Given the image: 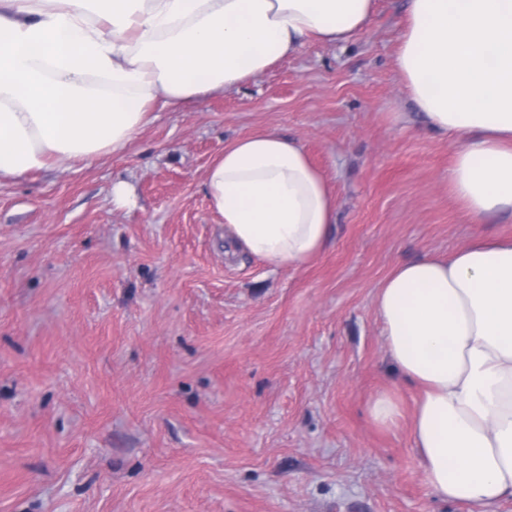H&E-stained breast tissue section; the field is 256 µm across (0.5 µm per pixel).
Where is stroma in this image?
I'll return each instance as SVG.
<instances>
[{
  "mask_svg": "<svg viewBox=\"0 0 512 512\" xmlns=\"http://www.w3.org/2000/svg\"><path fill=\"white\" fill-rule=\"evenodd\" d=\"M403 2L155 112L123 154L0 183V512H472L426 483L374 300L399 263L512 236V217L470 223L450 195L453 146L395 65ZM269 130L336 193L298 269L225 243L206 198L225 144ZM383 390L392 430L367 413ZM371 420L379 427H397L403 418V408L397 394L386 390L376 394L368 405Z\"/></svg>",
  "mask_w": 512,
  "mask_h": 512,
  "instance_id": "stroma-1",
  "label": "stroma"
}]
</instances>
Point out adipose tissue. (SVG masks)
<instances>
[{"label":"adipose tissue","mask_w":512,"mask_h":512,"mask_svg":"<svg viewBox=\"0 0 512 512\" xmlns=\"http://www.w3.org/2000/svg\"><path fill=\"white\" fill-rule=\"evenodd\" d=\"M376 0H0V181L120 154L160 107L258 78L311 42L347 43ZM396 67L454 146L471 223L512 215V0H407ZM224 237L275 270L325 248L336 195L294 138L225 146L205 177ZM386 355L422 388L409 433L438 498H512V238L396 266L375 299Z\"/></svg>","instance_id":"adipose-tissue-1"}]
</instances>
